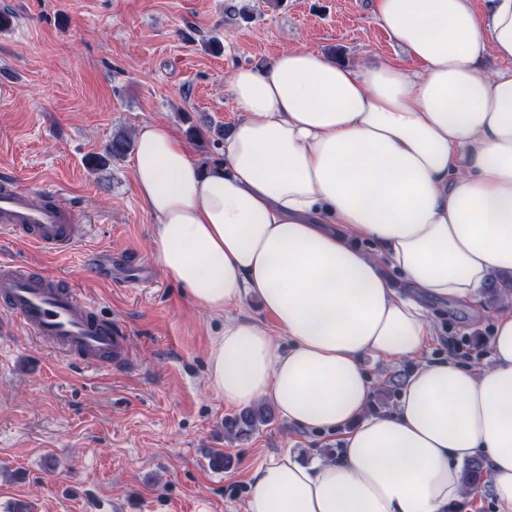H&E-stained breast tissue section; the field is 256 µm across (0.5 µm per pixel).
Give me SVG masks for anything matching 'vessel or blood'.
<instances>
[{"label": "vessel or blood", "mask_w": 512, "mask_h": 512, "mask_svg": "<svg viewBox=\"0 0 512 512\" xmlns=\"http://www.w3.org/2000/svg\"><path fill=\"white\" fill-rule=\"evenodd\" d=\"M0 234L48 253L71 250L87 235L70 203L50 194L35 200L28 188L0 183ZM0 307L28 334L83 369L122 368L130 362L126 325L100 316L95 302L46 272L0 262Z\"/></svg>", "instance_id": "obj_1"}]
</instances>
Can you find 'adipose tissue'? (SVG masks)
<instances>
[{
  "label": "adipose tissue",
  "mask_w": 512,
  "mask_h": 512,
  "mask_svg": "<svg viewBox=\"0 0 512 512\" xmlns=\"http://www.w3.org/2000/svg\"><path fill=\"white\" fill-rule=\"evenodd\" d=\"M373 12L410 63L353 68L300 48L233 69L240 118L219 163L202 166L164 124L137 126L153 253L224 318L214 394L343 433L337 457L257 467L246 512H449L478 456L497 512H512V295L473 367L425 359L436 330L421 303L475 308L512 273V0L486 18L470 0H374ZM490 55L502 69L484 70ZM249 296L273 327L228 316ZM369 357L418 361L397 408L376 416Z\"/></svg>",
  "instance_id": "adipose-tissue-1"
}]
</instances>
